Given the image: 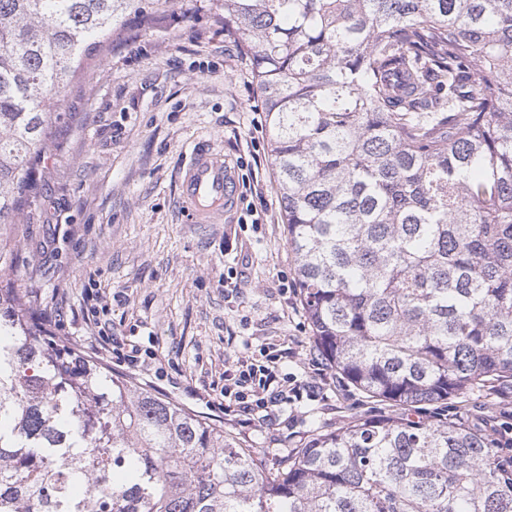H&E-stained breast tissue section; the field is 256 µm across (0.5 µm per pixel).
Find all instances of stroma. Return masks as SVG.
Segmentation results:
<instances>
[{
	"instance_id": "35a3bbf8",
	"label": "stroma",
	"mask_w": 512,
	"mask_h": 512,
	"mask_svg": "<svg viewBox=\"0 0 512 512\" xmlns=\"http://www.w3.org/2000/svg\"><path fill=\"white\" fill-rule=\"evenodd\" d=\"M256 103L248 58L208 0L133 18L62 98L51 157L27 168L20 221L0 225L1 270L59 343L223 426L272 470L314 433L404 412L356 390L314 346ZM202 139L235 165L259 223H190L178 177ZM266 343L303 397L242 427L224 413V371ZM134 346L144 354L130 366ZM409 414L500 439L512 429V390L488 386Z\"/></svg>"
}]
</instances>
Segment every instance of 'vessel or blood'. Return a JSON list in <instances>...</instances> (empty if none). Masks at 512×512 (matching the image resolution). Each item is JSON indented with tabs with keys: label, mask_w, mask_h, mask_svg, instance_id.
I'll use <instances>...</instances> for the list:
<instances>
[{
	"label": "vessel or blood",
	"mask_w": 512,
	"mask_h": 512,
	"mask_svg": "<svg viewBox=\"0 0 512 512\" xmlns=\"http://www.w3.org/2000/svg\"><path fill=\"white\" fill-rule=\"evenodd\" d=\"M238 177L222 151L208 143L194 147L182 169L180 196L197 224H218L236 206Z\"/></svg>",
	"instance_id": "obj_1"
}]
</instances>
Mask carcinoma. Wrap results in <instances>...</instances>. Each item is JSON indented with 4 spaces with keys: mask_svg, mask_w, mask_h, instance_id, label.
<instances>
[{
    "mask_svg": "<svg viewBox=\"0 0 512 512\" xmlns=\"http://www.w3.org/2000/svg\"><path fill=\"white\" fill-rule=\"evenodd\" d=\"M172 0H0V224L75 73ZM322 357L405 410L512 386V0H219ZM0 288V512H512L452 420L357 417L273 471Z\"/></svg>",
    "mask_w": 512,
    "mask_h": 512,
    "instance_id": "obj_1",
    "label": "carcinoma"
}]
</instances>
